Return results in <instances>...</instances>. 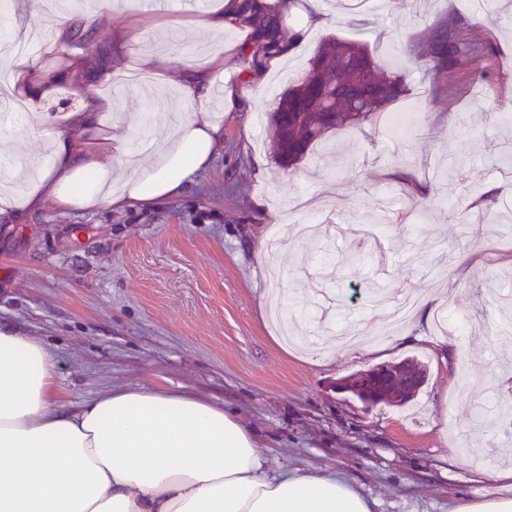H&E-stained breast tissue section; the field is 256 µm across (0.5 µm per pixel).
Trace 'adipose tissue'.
<instances>
[{
	"label": "adipose tissue",
	"mask_w": 512,
	"mask_h": 512,
	"mask_svg": "<svg viewBox=\"0 0 512 512\" xmlns=\"http://www.w3.org/2000/svg\"><path fill=\"white\" fill-rule=\"evenodd\" d=\"M28 106L24 127L51 146L24 193L0 192V216L52 201L62 212L150 206L177 197L210 164L224 127L210 107L224 59L166 67L183 115L148 161L128 166L125 140L99 141L112 100L44 112L60 80L28 56L5 60ZM49 351L0 327V512H372L332 473L269 474L253 433L224 408L186 393L125 387L79 408L55 401Z\"/></svg>",
	"instance_id": "adipose-tissue-1"
}]
</instances>
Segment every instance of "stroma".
<instances>
[{
    "label": "stroma",
    "mask_w": 512,
    "mask_h": 512,
    "mask_svg": "<svg viewBox=\"0 0 512 512\" xmlns=\"http://www.w3.org/2000/svg\"><path fill=\"white\" fill-rule=\"evenodd\" d=\"M34 0L0 13V60L38 16ZM472 0H372L347 11L337 0L292 8L297 47L242 83L237 30L193 24L177 7L144 9L120 0L109 16L74 18L120 41L102 137L123 136L144 160L158 129L179 118L177 91L160 82L129 86L152 63H203L224 55V85L246 90L242 105L216 104L224 144L178 197L152 207L62 213L52 203L21 222H0V324L51 352L59 404L75 408L125 386L186 391L223 407L257 431L270 470L297 466L343 473L374 512H452L497 490L512 497V6L474 11ZM327 13L308 27L309 11ZM466 14L491 37L495 56L439 81L411 57L450 14ZM338 37L368 46L388 72L404 76L393 109L412 108L395 138L383 125L336 130L298 164L274 160L269 115L280 93L309 68L318 46ZM13 175L47 155L20 117L0 114ZM427 190L419 202L408 182ZM497 191L485 213L478 197ZM463 222L464 238L448 226ZM276 249L260 256L270 231ZM278 290L302 345L272 337L260 302ZM434 297L450 334L414 309L381 345H331L338 332L377 333L408 295ZM417 358L426 380L408 402L363 405L336 379Z\"/></svg>",
    "instance_id": "obj_1"
}]
</instances>
